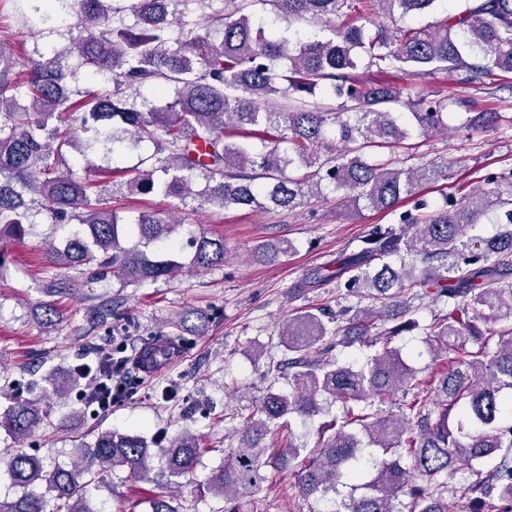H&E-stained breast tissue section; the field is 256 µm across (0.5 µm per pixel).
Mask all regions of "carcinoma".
Instances as JSON below:
<instances>
[{
	"label": "carcinoma",
	"instance_id": "obj_1",
	"mask_svg": "<svg viewBox=\"0 0 512 512\" xmlns=\"http://www.w3.org/2000/svg\"><path fill=\"white\" fill-rule=\"evenodd\" d=\"M26 2L44 26L76 19L70 52L98 88L70 85L73 75L59 61L64 50L28 61L20 73L0 40V238L24 236L35 209L57 223L74 221L81 229L52 252L60 267L78 270L88 282L112 277L142 287L220 267L224 238L183 237L182 222L169 214L124 219L98 190L100 181L57 167L67 148L112 160L117 144L136 149L150 142L164 157L138 171L131 190L183 202L199 195L222 210L292 211L330 187L356 209L384 211L447 177V168L379 159L369 151L448 129L450 106L463 110V128L492 127L500 114L470 112L466 101L450 96L403 101L394 85L358 81L359 63L366 58L381 73L413 76L445 71L472 85L497 72L512 74V0H474L430 29L409 30L397 21L429 13L439 0H129L128 6L52 0L50 8L46 0ZM258 3L288 24L316 19L330 37L267 30L255 21ZM125 11L135 18L131 26L111 19ZM375 15L388 23L371 34L361 21ZM144 85L154 87L156 103L137 102ZM317 88L342 98L340 111L309 105L305 96ZM277 94L287 103L267 108L264 102ZM400 105L407 111H398ZM68 112L78 114L79 128L61 123ZM332 127L340 150L327 143ZM230 129L242 139L262 138L266 150L255 153L230 140ZM198 178L205 188L197 195L192 183ZM400 221L408 228H377L336 268L334 278L344 280L354 304L335 313L307 307L282 324L288 359L276 371L288 390L268 388L257 410L241 416L240 447L213 471L207 490L227 498L286 471L303 495L334 501L336 512H460L461 497L474 505L471 512H482L478 506L488 500L497 502V512H512V422H504L501 398L512 393V183L468 193L433 212H407ZM487 223L501 230L473 233ZM291 249L288 242L267 243L257 257L272 263ZM426 297L448 310L422 327L411 300ZM41 309L42 328H54L55 305ZM110 318L106 303L86 311L93 325ZM209 322L186 311L176 335L145 343L141 354L168 357ZM420 327L429 352L448 358L434 385L418 379L391 346ZM465 335L477 349L458 344ZM354 336L378 350L361 363L333 355ZM44 381L46 393L60 399L83 383L73 371ZM398 391L411 395L402 412L381 415L375 399ZM7 399L0 427L17 448L0 462L18 495L0 500V512H97L92 485L116 468L156 484L150 512H178L174 493L202 454L198 435L150 441L105 430L75 449L70 465L49 469L26 447L48 421L45 398ZM336 403L342 417L322 426L313 447L294 443L291 431L280 447L263 444L280 436L279 420L311 421ZM493 457L490 470L478 469ZM463 466L474 479L457 491L453 481Z\"/></svg>",
	"mask_w": 512,
	"mask_h": 512
}]
</instances>
